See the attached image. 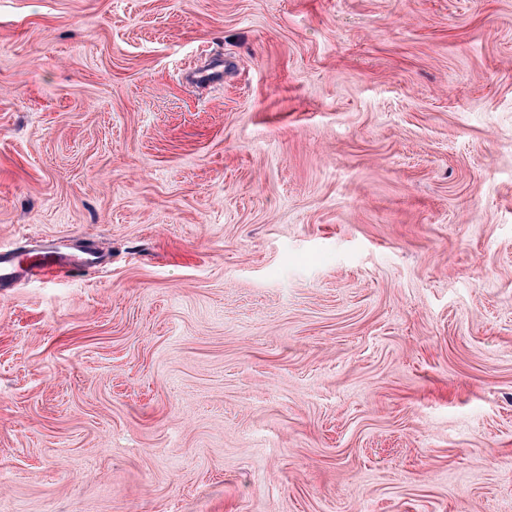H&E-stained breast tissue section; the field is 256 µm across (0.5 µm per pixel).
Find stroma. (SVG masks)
Here are the masks:
<instances>
[{
	"mask_svg": "<svg viewBox=\"0 0 512 512\" xmlns=\"http://www.w3.org/2000/svg\"><path fill=\"white\" fill-rule=\"evenodd\" d=\"M36 240L0 512H512V0H0ZM100 264V256L92 249L74 255L40 244L33 252L21 255L1 247L0 287L12 286L30 275L57 276Z\"/></svg>",
	"mask_w": 512,
	"mask_h": 512,
	"instance_id": "stroma-1",
	"label": "stroma"
}]
</instances>
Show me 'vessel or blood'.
<instances>
[{
	"mask_svg": "<svg viewBox=\"0 0 512 512\" xmlns=\"http://www.w3.org/2000/svg\"><path fill=\"white\" fill-rule=\"evenodd\" d=\"M99 255L91 249L74 255L50 245H38L28 254L21 255L0 248V287H9L27 276H57L100 266Z\"/></svg>",
	"mask_w": 512,
	"mask_h": 512,
	"instance_id": "obj_1",
	"label": "vessel or blood"
}]
</instances>
